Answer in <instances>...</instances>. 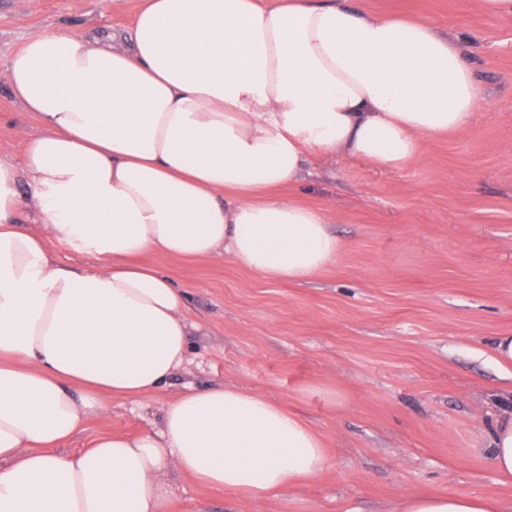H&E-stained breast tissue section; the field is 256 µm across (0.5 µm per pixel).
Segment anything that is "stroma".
<instances>
[{"label":"stroma","mask_w":512,"mask_h":512,"mask_svg":"<svg viewBox=\"0 0 512 512\" xmlns=\"http://www.w3.org/2000/svg\"><path fill=\"white\" fill-rule=\"evenodd\" d=\"M460 41L483 89L470 129L425 140L402 169L348 159L311 168L290 198L326 208L335 261L301 282L266 279L229 257L145 262L185 288L192 364L140 408L110 400L66 444L159 427L185 383L227 384L296 413L329 462L255 500L179 471L161 473L167 512H395L414 494H472L512 504L496 474L494 426L512 410V19L480 0H359ZM139 0H0V69L31 35L103 34ZM39 129L0 83V157L18 160Z\"/></svg>","instance_id":"35a3bbf8"}]
</instances>
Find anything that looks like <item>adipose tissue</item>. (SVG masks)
I'll return each mask as SVG.
<instances>
[{
  "label": "adipose tissue",
  "instance_id": "1",
  "mask_svg": "<svg viewBox=\"0 0 512 512\" xmlns=\"http://www.w3.org/2000/svg\"><path fill=\"white\" fill-rule=\"evenodd\" d=\"M0 82L42 127L0 159V512H165L169 469L260 500L324 470L299 416L224 385L187 387L159 430L59 444L107 397L140 402L188 369L185 294L144 254L322 271L340 250L325 210L274 191L314 155L395 170L468 128L483 93L460 45L353 0H141L123 31L29 37ZM397 512L506 507L407 496Z\"/></svg>",
  "mask_w": 512,
  "mask_h": 512
}]
</instances>
